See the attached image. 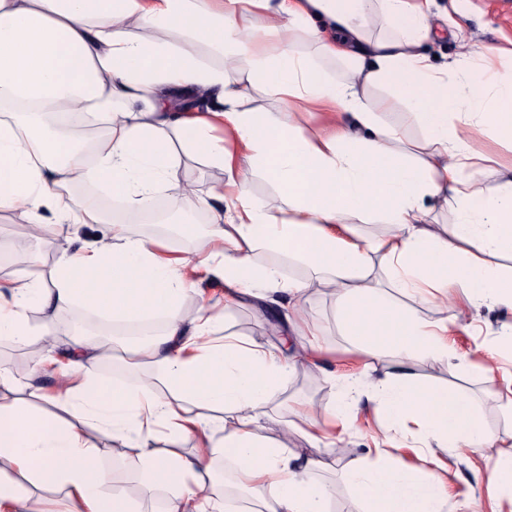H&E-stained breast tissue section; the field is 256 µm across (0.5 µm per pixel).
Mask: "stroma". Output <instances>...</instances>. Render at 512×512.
Masks as SVG:
<instances>
[{
    "mask_svg": "<svg viewBox=\"0 0 512 512\" xmlns=\"http://www.w3.org/2000/svg\"><path fill=\"white\" fill-rule=\"evenodd\" d=\"M431 24L434 32L424 44L426 53L447 62L455 58L469 43H477L488 51L506 46L512 39V11H503L500 0H472L466 15L451 9L450 0H434ZM125 218L124 211L112 214L111 221L99 224H76L70 231L59 230L48 225L45 233L30 237L24 226L28 219L20 212L0 209V285L7 283L18 269L9 243L14 239H25L30 244L31 261L27 269L42 281H49L56 258L65 251L92 243L107 234L111 222ZM207 299L216 307L224 308V327L227 332L259 343L276 341L273 331L278 321V309L257 311L250 304L241 303L233 307L224 305L222 285L200 280L198 283ZM504 320L498 310H481L476 315V331L457 333L454 343L459 352L467 354L470 368L460 369L449 365L444 359L416 358L411 370L423 382L448 384L461 388L473 396L477 409L486 426L502 432L512 428V416L497 405L494 392L485 389L475 369L483 360V349L498 343V331ZM307 321L315 333V339L324 349L319 365L297 366L281 387L273 392L266 404L267 416L262 424L273 437H287L290 447L309 457L325 458L329 466L316 472L315 477L332 487L331 512H362V505L351 494L344 479V470L353 455L374 462L372 437L378 430V417L366 406H359L357 428L353 432L337 436L333 444H314L292 431L284 432L281 422L300 407L323 406L336 399L341 389V376L350 369L356 349L344 336L336 315L334 297L317 290L308 307ZM43 355L35 344L20 345L10 339H0V367L8 370L19 385L33 383L52 388V379L38 374V363ZM448 466V488L450 497L446 512H457V504L464 498L480 501L482 512H512V500L500 497L486 482L484 464L471 457L450 456Z\"/></svg>",
    "mask_w": 512,
    "mask_h": 512,
    "instance_id": "obj_1",
    "label": "stroma"
}]
</instances>
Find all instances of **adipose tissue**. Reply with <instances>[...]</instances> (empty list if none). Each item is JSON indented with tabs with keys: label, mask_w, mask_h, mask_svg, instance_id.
I'll list each match as a JSON object with an SVG mask.
<instances>
[{
	"label": "adipose tissue",
	"mask_w": 512,
	"mask_h": 512,
	"mask_svg": "<svg viewBox=\"0 0 512 512\" xmlns=\"http://www.w3.org/2000/svg\"><path fill=\"white\" fill-rule=\"evenodd\" d=\"M431 0H0V102L22 122L0 120V209L25 214L34 231L43 213L75 224L105 212L74 198L72 185L104 186L127 202L108 235L59 255L51 287L27 269L0 291V337L46 350L39 371L52 390L30 396L64 406L38 414L16 397L0 369V512H48L38 489L63 491L71 512H135L143 492L168 495L166 512H238L214 479L215 459L231 461L252 512H330L332 489L315 480L320 459H302L287 440L269 438L259 417L288 376L292 360L315 363L321 346L285 352L224 334V314L199 291L201 276L224 285L225 305L249 298L285 305L278 335L299 330L312 286L336 298L339 321L357 343L360 376L344 378L338 401L299 420L315 442L350 432V408L371 404L382 445L374 464L353 458L345 478L363 512H441L448 495L441 452L485 454L512 446V431L487 430L471 399L416 382V356L465 366L448 342L465 310L512 313V176L483 185L480 127L512 142V67L470 45L439 66L419 51L431 32ZM317 36V54L290 47L296 29ZM186 34L187 43L171 39ZM219 52L208 64L198 47ZM340 62L329 77L319 58ZM234 67L227 76L226 67ZM383 85L401 98L371 99ZM263 87L279 112H256L248 90ZM405 102L423 131L405 142L381 113ZM95 116L107 129L92 152L45 133L42 117ZM226 173L201 191L174 173L173 142ZM280 193L256 199L247 170ZM171 205L209 214L191 256L162 240L132 235L158 191ZM455 223L435 226L434 208ZM387 225L367 239L357 225ZM265 248L308 267L288 277L256 260ZM443 308L431 322L397 307L390 289ZM194 303L193 317L181 313ZM84 305L129 324L163 316L153 339L132 344L126 365L144 387L103 383L98 364L113 345L78 337L58 353L51 323L31 327L27 312ZM161 383L162 392L151 390ZM413 425L418 466L387 449L392 432ZM115 445L140 468L139 487L109 491L111 477L88 434ZM194 440L184 452L181 443Z\"/></svg>",
	"instance_id": "obj_1"
}]
</instances>
